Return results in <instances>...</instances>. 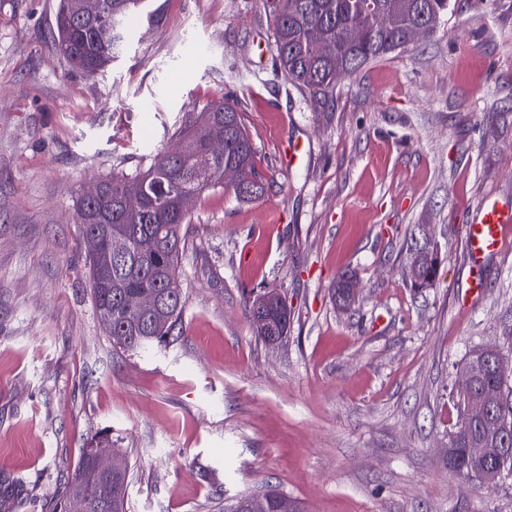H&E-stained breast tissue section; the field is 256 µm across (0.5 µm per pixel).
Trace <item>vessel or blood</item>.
<instances>
[{"label":"vessel or blood","instance_id":"obj_1","mask_svg":"<svg viewBox=\"0 0 512 512\" xmlns=\"http://www.w3.org/2000/svg\"><path fill=\"white\" fill-rule=\"evenodd\" d=\"M512 239V201L487 197L478 208L467 230V249L470 264L464 292L465 299H475L483 293L486 280L483 274L487 261L503 252Z\"/></svg>","mask_w":512,"mask_h":512}]
</instances>
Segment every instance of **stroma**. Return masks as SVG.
I'll list each match as a JSON object with an SVG mask.
<instances>
[{"mask_svg": "<svg viewBox=\"0 0 512 512\" xmlns=\"http://www.w3.org/2000/svg\"><path fill=\"white\" fill-rule=\"evenodd\" d=\"M58 0H0V512H46L87 441L130 469L128 512H224L269 488L303 512H512L448 467L450 391L512 309V244L459 298L468 221L512 199V0H449L430 37L371 61L315 105L282 74L273 0H168L89 77L53 38ZM237 98L269 188L194 200L183 332L116 347L93 301L75 210L90 178L170 147L183 113ZM307 152L285 169L288 141ZM434 227L435 287L405 238ZM342 272L361 294L331 297ZM291 308L258 340L252 291ZM409 251V278L414 288H432L438 280V272L441 264L435 247L421 251L418 249L416 237L411 234L410 245L407 243ZM438 252V251H437ZM284 307L282 311L276 310L272 315V322L271 326H269L267 332L264 335H259L262 340L269 344H275L279 342L283 336H285L288 332V307L286 300L284 299ZM264 336H270V337H264ZM276 336V338H274Z\"/></svg>", "mask_w": 512, "mask_h": 512, "instance_id": "1", "label": "stroma"}]
</instances>
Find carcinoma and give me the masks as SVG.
I'll use <instances>...</instances> for the list:
<instances>
[{"instance_id":"1","label":"carcinoma","mask_w":512,"mask_h":512,"mask_svg":"<svg viewBox=\"0 0 512 512\" xmlns=\"http://www.w3.org/2000/svg\"><path fill=\"white\" fill-rule=\"evenodd\" d=\"M366 0H275L277 20L274 42L288 82L321 104L336 88V70L351 74L363 65L410 44L408 31L418 22L433 34L448 12V0H371L384 18L379 23L365 8ZM84 0H59L56 14L58 47L66 61L87 76L104 72L125 45L126 22L144 21L163 27L165 3L159 0H90L94 17L82 11ZM364 28L369 38L358 41L355 31ZM220 147L211 145V136ZM176 149L154 154L147 167L131 173L118 172L98 181L101 195H83L76 206L75 223L82 237L97 234L119 238L122 251L112 257L107 281L93 290L101 320L112 324L113 343L125 351L149 352L155 344L182 333L183 296L165 293L163 280L179 274L185 251L183 227L189 211L179 207L184 195L199 198L209 190L230 189L240 201L264 196L268 182L255 169V148L237 100L220 98L199 112H188L173 132ZM238 170L246 189L224 184V171ZM409 278L417 289L431 288L438 280L436 249H418L410 238ZM358 286L356 279L341 274L336 280V301ZM157 294L163 312L143 319L135 312V297L141 292ZM288 309L272 315L264 341L279 342L288 332ZM498 352L473 351L464 367H478L475 392L489 396L488 405L502 422L497 435H489L472 422L463 402H456L458 423L448 438V468L465 477L468 449L499 448L496 461L502 478L512 476V320L503 323ZM103 445L91 439L72 472L64 480L47 512H69L73 500L91 488L92 450ZM129 472L112 477V495L91 493L92 512H126ZM265 512H299L295 501L284 508L287 495L263 493Z\"/></svg>"}]
</instances>
